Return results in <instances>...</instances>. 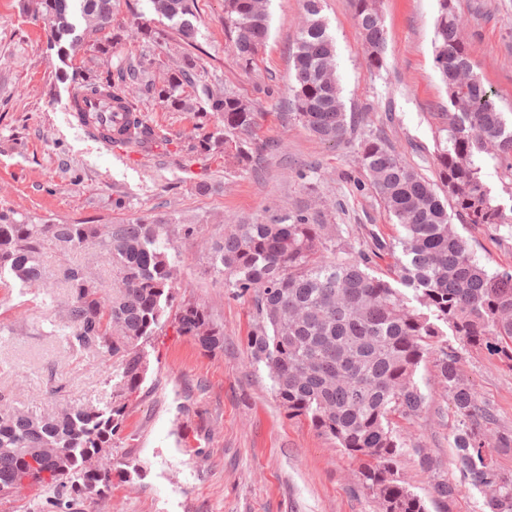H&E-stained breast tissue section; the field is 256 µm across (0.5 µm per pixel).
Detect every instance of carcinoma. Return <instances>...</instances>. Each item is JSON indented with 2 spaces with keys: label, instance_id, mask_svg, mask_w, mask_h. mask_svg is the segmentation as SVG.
Returning <instances> with one entry per match:
<instances>
[{
  "label": "carcinoma",
  "instance_id": "1",
  "mask_svg": "<svg viewBox=\"0 0 512 512\" xmlns=\"http://www.w3.org/2000/svg\"><path fill=\"white\" fill-rule=\"evenodd\" d=\"M155 12L173 23L180 40L196 42L195 0H151ZM364 37L369 65L384 63L385 31L377 0H350ZM306 21L292 56L293 116L314 136L347 140L354 115L347 114L336 75L334 40L321 15L323 0H304ZM32 18L50 20V46L67 64L78 51L99 53L110 46L112 0H36ZM452 0H439L434 62L446 85L448 111L441 113L446 138L434 155L432 180L397 156L377 133L357 146L358 161L372 192L392 223L393 237L370 235L357 249L342 239L322 211L303 210L266 223L224 225L211 242V264L229 294L250 305L246 348L263 366L276 399L288 416L309 421L359 462L358 481L379 512H426L424 501L400 473L412 452L426 471L435 461L422 448H408L397 421H414L431 406L414 380L423 361L432 363L442 398L457 418L452 439L461 479L484 494L487 512H512V473L494 458L512 450V430L499 429L489 408L461 374L458 352L444 336L467 345L486 344L512 362V271L488 273L453 228L462 224H509L483 183L479 160L488 155L512 180V118L498 94L485 86L460 37ZM267 0H224V36L236 62L250 68L268 35ZM154 61L143 59L116 71L88 69L77 87L124 102L138 111L126 89L138 84ZM197 57L149 87L159 101L179 111L216 112L224 128L195 137L193 153L224 152L230 167H255L274 148L256 137L259 109L230 90L202 87L204 101L185 94L195 85ZM121 142L139 147L155 142L144 119ZM195 227L162 219L133 224L35 223L0 209V284L10 276L22 286L46 283L45 245L62 256L91 250L112 265V295L90 266L67 261L62 270L66 297L60 304L71 346L112 359L115 399L105 409L63 407L54 413L21 411L0 395V494L25 483L55 489L53 507L74 512L87 494L109 497L130 472L110 465L113 440L124 423L126 400L146 372L141 345L168 318L181 336L213 352L224 346V329L196 302L173 308L177 238ZM175 313H170V309ZM53 472L46 478L26 458ZM434 491L443 505L459 485L439 478Z\"/></svg>",
  "mask_w": 512,
  "mask_h": 512
}]
</instances>
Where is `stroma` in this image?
Instances as JSON below:
<instances>
[{
    "instance_id": "stroma-1",
    "label": "stroma",
    "mask_w": 512,
    "mask_h": 512,
    "mask_svg": "<svg viewBox=\"0 0 512 512\" xmlns=\"http://www.w3.org/2000/svg\"><path fill=\"white\" fill-rule=\"evenodd\" d=\"M475 72L512 113V0H453ZM28 0H0V209L56 224H116L165 217L196 225L175 241L178 300L198 302L224 329L222 349L206 352L166 325L144 344L147 372L130 397L112 457L139 469L112 489L89 497L81 512H376L358 487V464L308 421L289 417L276 400L264 367L246 350L249 304L232 298L209 272L208 243L238 220L266 221L317 207L344 239L395 235L381 204L362 180L356 148L384 128L396 154L435 177L439 117L447 104L434 64L438 0H379L386 36L385 63L371 69L349 0H325L323 14L335 40L337 75L347 111L363 123L348 142L331 145L288 118L292 53L304 21L302 0H270L269 37L251 70L241 69L224 41V0H197L198 84L233 89L256 102L258 136L274 142L259 170L226 169L220 152L190 154L185 144L201 131L198 113L176 111L144 89L132 100L163 142L154 151L107 150L71 123L67 102L75 72L116 69L153 58L151 77L162 79L182 62L183 48L170 21L150 0H112L108 54L79 51L60 63L47 47L49 31L35 23ZM164 31L158 44L137 24ZM312 166L325 181L311 197L295 177ZM208 191H199V184ZM457 232L489 272L512 268V230L460 224ZM62 286H0V393L16 407L53 412L63 407H105L112 401L107 357L71 348L54 327L49 296ZM464 377L512 429V365L486 349L460 345ZM415 380L434 397L429 412L406 425L408 444L427 448L451 479L452 409L430 363Z\"/></svg>"
}]
</instances>
